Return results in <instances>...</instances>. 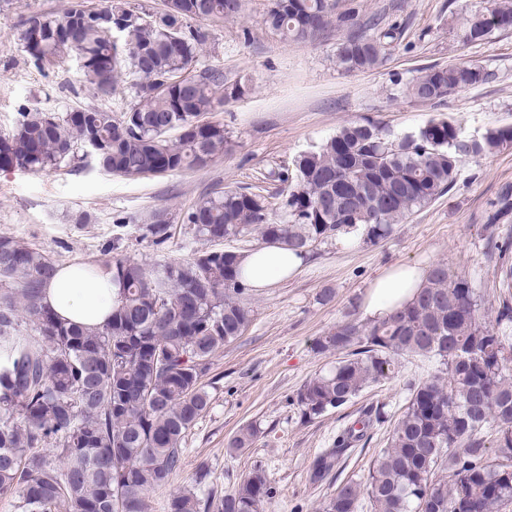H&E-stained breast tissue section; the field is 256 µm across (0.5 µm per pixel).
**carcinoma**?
<instances>
[{"mask_svg": "<svg viewBox=\"0 0 512 512\" xmlns=\"http://www.w3.org/2000/svg\"><path fill=\"white\" fill-rule=\"evenodd\" d=\"M336 0H269L266 25L282 40L305 42L330 23ZM241 0H163L160 8L107 0L101 8L73 0L67 9L29 16L20 34L37 64L60 55L78 61L86 86L109 96L122 79L134 100L121 115L87 107L66 112L27 109L0 137V169L57 171L91 158L110 174L147 177L205 166L224 152V125L196 127L197 117L224 111L249 89L223 73L190 69L208 40L204 23L237 17ZM512 29V0H497L460 16L459 37L476 45ZM395 28L380 22L347 31L336 49L346 71L381 66ZM474 65L431 66L406 86L408 96L438 102L482 79ZM94 142L97 150L84 152ZM512 144V126L471 140L447 119L392 137L373 121L342 126L317 149L300 155L295 174L270 173L283 184L284 220L270 219L272 202L246 190H213L186 222L208 242L252 232L304 256L313 244L360 236L386 238L394 225L450 192L461 158L492 155ZM164 243L163 214L144 227ZM244 254L207 249L191 261L148 267L112 257L119 299L100 327L62 320L42 303L43 287L59 271L49 252L0 236V497L19 512H149L147 495L168 485L182 462L187 432L208 410L202 379L213 357L252 321L242 301ZM37 335L20 330V315ZM512 321L504 304L485 318L468 277L445 261L431 264L412 302L389 316L361 321L347 312L313 344L335 364L299 390L296 403L312 418L339 408L388 380L401 360L435 359L439 369L411 389L385 447L365 480L336 485L322 512H356L368 498L374 512H505L512 506ZM367 412L336 436L312 476L329 474L331 459L367 438L382 420ZM495 432L487 446L485 430ZM258 430L241 427L227 443L251 446ZM52 446L56 459L42 453ZM272 488L255 471L234 493L219 497L185 487L167 512H265Z\"/></svg>", "mask_w": 512, "mask_h": 512, "instance_id": "carcinoma-1", "label": "carcinoma"}]
</instances>
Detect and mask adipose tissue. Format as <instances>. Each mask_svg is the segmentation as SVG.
<instances>
[{"label":"adipose tissue","instance_id":"obj_1","mask_svg":"<svg viewBox=\"0 0 512 512\" xmlns=\"http://www.w3.org/2000/svg\"><path fill=\"white\" fill-rule=\"evenodd\" d=\"M304 260L287 247L267 244L246 253L242 260L244 281L253 288H265L274 282L295 276ZM423 281L421 270L396 266L372 283L366 310L371 317L382 318L407 304ZM118 299L112 273L98 270L89 274L85 265L63 267L45 286L43 304L70 322L96 327L106 323Z\"/></svg>","mask_w":512,"mask_h":512}]
</instances>
